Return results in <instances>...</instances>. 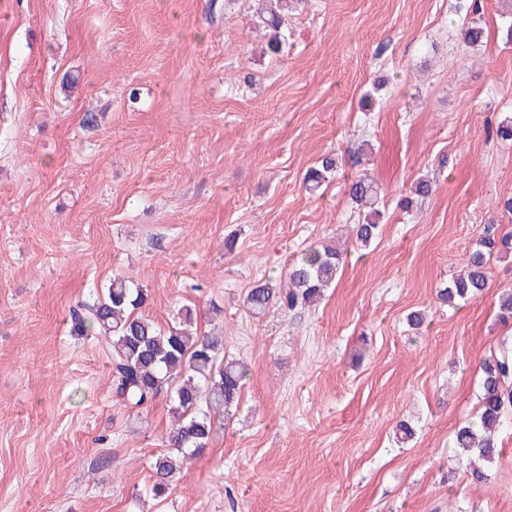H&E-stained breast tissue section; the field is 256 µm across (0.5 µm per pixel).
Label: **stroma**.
I'll list each match as a JSON object with an SVG mask.
<instances>
[{
  "instance_id": "obj_1",
  "label": "stroma",
  "mask_w": 512,
  "mask_h": 512,
  "mask_svg": "<svg viewBox=\"0 0 512 512\" xmlns=\"http://www.w3.org/2000/svg\"><path fill=\"white\" fill-rule=\"evenodd\" d=\"M253 3L0 0V512H512V414L487 483L452 445L481 359L512 347V257L482 294L437 298L485 225L512 229V139L494 133L512 116V0H289L278 54ZM362 149L380 189L365 249L344 177L303 183ZM427 172L432 194L404 209ZM323 244L346 260L321 303L249 313L257 281ZM118 275L156 324L190 306L251 368L163 501L168 399L127 410L66 324ZM341 161L334 154H327L320 160L318 167L310 169L304 178L306 188L316 192L326 181L340 173Z\"/></svg>"
}]
</instances>
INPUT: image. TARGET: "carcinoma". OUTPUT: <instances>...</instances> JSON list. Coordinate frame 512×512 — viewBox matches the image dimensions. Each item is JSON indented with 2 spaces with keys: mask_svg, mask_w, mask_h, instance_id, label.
<instances>
[{
  "mask_svg": "<svg viewBox=\"0 0 512 512\" xmlns=\"http://www.w3.org/2000/svg\"><path fill=\"white\" fill-rule=\"evenodd\" d=\"M256 11L260 23L275 30L269 50L278 54L283 43V14L288 0H261ZM341 161L327 154L304 178L306 188L317 191L340 173ZM348 195L357 208L366 211L355 225L356 241L367 247L378 234L379 189L365 173L349 178ZM512 252V234H498L494 225L483 228L479 247L439 299L450 305L482 292L487 285L486 268L493 256ZM342 254L329 246L303 249L290 263L283 282L259 281L246 295L248 311L255 317L272 308L293 310L317 302L336 279ZM149 298L147 289L129 278L116 276L105 288H97L69 309L70 332L93 337L108 356L113 388L131 411L148 407L162 393H170L174 421L166 432L168 451L151 463L152 493L168 494L183 461L208 447L216 424L238 405L241 390L250 378L249 364L225 359L219 336H198L190 325L193 310L182 308L171 325L161 328L139 313ZM480 400L475 417L456 431V447L491 464L501 455L494 433L512 411V348L507 346L484 358L480 364Z\"/></svg>",
  "mask_w": 512,
  "mask_h": 512,
  "instance_id": "1",
  "label": "carcinoma"
}]
</instances>
